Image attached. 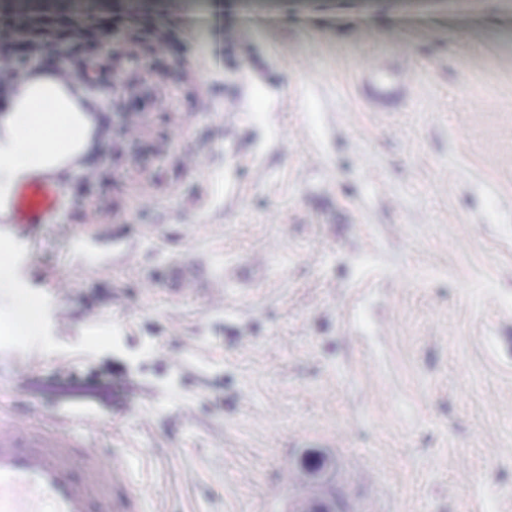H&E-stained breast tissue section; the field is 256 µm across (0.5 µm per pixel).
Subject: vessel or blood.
Here are the masks:
<instances>
[{"instance_id":"b4317fda","label":"vessel or blood","mask_w":512,"mask_h":512,"mask_svg":"<svg viewBox=\"0 0 512 512\" xmlns=\"http://www.w3.org/2000/svg\"><path fill=\"white\" fill-rule=\"evenodd\" d=\"M55 85L89 92V75H73L55 68ZM365 101L379 112L402 108L407 87L398 67L371 69L362 79ZM97 168L87 165L82 152L28 175L22 183L0 187V225L22 230L40 224H57L68 231L72 263L108 275L122 270L131 276L140 271L133 261L132 241L111 236L99 224L69 222L73 203L63 191L65 178L96 180ZM261 260L242 265L227 261L211 272L180 259H168L163 278L170 293L202 295L210 313L224 310L229 289L248 300L243 281L263 268ZM95 417L78 407L46 412L32 406L21 412L0 410V512H146L143 485L132 477L129 451L116 445L96 444Z\"/></svg>"}]
</instances>
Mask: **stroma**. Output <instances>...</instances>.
Masks as SVG:
<instances>
[{"instance_id":"35a3bbf8","label":"stroma","mask_w":512,"mask_h":512,"mask_svg":"<svg viewBox=\"0 0 512 512\" xmlns=\"http://www.w3.org/2000/svg\"><path fill=\"white\" fill-rule=\"evenodd\" d=\"M88 2L173 40L127 86L139 131L74 223L164 225L146 274L177 255L271 260L252 301L209 316L199 295L73 271L41 225L0 316L47 298L52 271L75 279L70 326L0 345V406L90 404L100 443L131 446L147 512H283L313 458L333 465L319 491L336 512H512V0H231L217 31L168 0ZM379 62L405 71L401 111L363 100ZM202 95L237 102L235 122ZM92 309L121 349L87 344ZM193 342L206 360L175 373L166 354ZM140 383L158 393L143 422Z\"/></svg>"}]
</instances>
